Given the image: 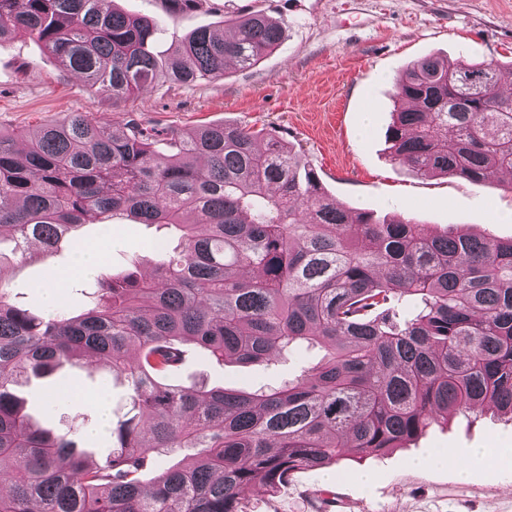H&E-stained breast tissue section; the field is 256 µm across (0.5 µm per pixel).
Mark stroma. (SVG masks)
<instances>
[{"label": "stroma", "instance_id": "35a3bbf8", "mask_svg": "<svg viewBox=\"0 0 512 512\" xmlns=\"http://www.w3.org/2000/svg\"><path fill=\"white\" fill-rule=\"evenodd\" d=\"M114 6L154 18L162 53L199 28L231 34L232 21L251 12L279 23L284 38L252 67L230 66L223 76L190 86L159 81L115 101L20 33L0 42V130L30 132L74 112L115 125L132 117L182 131L224 122L267 127L303 154L340 204L380 216L402 214L434 233L471 225L512 237L507 184L480 187L459 177L418 176L387 152L395 82L406 66L432 54L452 61L512 60V0H197L173 15L164 0H114ZM111 224L100 270L113 276L127 272L137 256L140 273H149L153 250L178 243L171 227L124 214ZM76 255L64 247L35 262L13 258L0 265V278L15 305L40 314L46 306L38 283L69 267ZM322 356L316 346L269 367L220 365L193 349L173 378L251 392L279 386ZM67 370L83 382L86 397L46 407L43 393L53 379L44 376L20 387L25 410L32 423L56 434L89 437L93 455L105 456L110 440L97 402L109 404L111 420L123 419L131 407L127 382L82 360ZM480 448L493 452V464L477 456ZM431 450L449 452V467L412 466V459ZM459 464L467 467V479L457 477ZM245 503L247 512H512V418L493 410L452 413L404 447L300 471L274 493L252 487Z\"/></svg>", "mask_w": 512, "mask_h": 512}]
</instances>
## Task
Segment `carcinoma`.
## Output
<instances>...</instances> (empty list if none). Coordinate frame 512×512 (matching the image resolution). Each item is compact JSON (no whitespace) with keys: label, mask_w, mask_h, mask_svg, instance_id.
<instances>
[{"label":"carcinoma","mask_w":512,"mask_h":512,"mask_svg":"<svg viewBox=\"0 0 512 512\" xmlns=\"http://www.w3.org/2000/svg\"><path fill=\"white\" fill-rule=\"evenodd\" d=\"M35 37L112 99L152 81L189 86L248 68L283 39L261 13L231 37L199 28L159 64L156 23L112 0H0V41ZM512 63H410L396 86L392 158L422 176L481 186L512 174ZM124 213L173 226L153 276L98 278L88 307L34 315L0 280V512H246L299 470L383 452L452 411L512 414V238L432 233L408 217L341 206L283 136L209 124L159 130L88 112L34 132L0 131V238L38 259ZM193 344L218 363L325 354L277 388L175 383ZM127 378L132 415L101 465L78 440L31 423L15 393L74 359ZM58 379L54 404L74 395ZM171 455L181 460L160 466ZM155 474L151 487L140 477Z\"/></svg>","instance_id":"carcinoma-1"}]
</instances>
